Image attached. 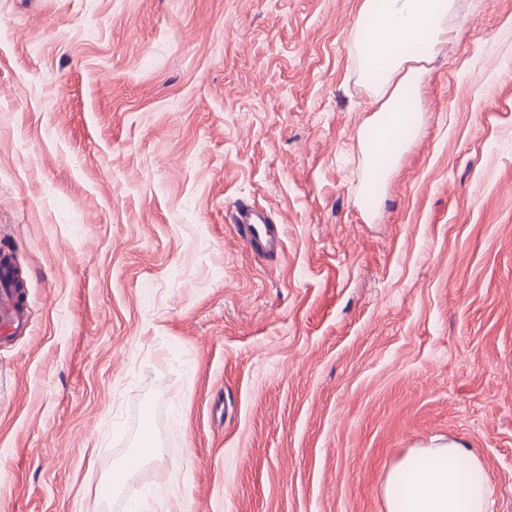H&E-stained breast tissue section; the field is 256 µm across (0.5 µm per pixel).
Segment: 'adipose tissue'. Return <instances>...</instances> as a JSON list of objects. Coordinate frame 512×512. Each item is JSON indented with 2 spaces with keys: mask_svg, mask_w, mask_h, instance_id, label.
I'll return each instance as SVG.
<instances>
[{
  "mask_svg": "<svg viewBox=\"0 0 512 512\" xmlns=\"http://www.w3.org/2000/svg\"><path fill=\"white\" fill-rule=\"evenodd\" d=\"M455 0H361L353 32L361 77L375 103L360 135L374 171L390 169L417 128L428 65L451 29ZM483 462L457 439L410 449L386 474V512H489Z\"/></svg>",
  "mask_w": 512,
  "mask_h": 512,
  "instance_id": "obj_1",
  "label": "adipose tissue"
}]
</instances>
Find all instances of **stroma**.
Segmentation results:
<instances>
[{
    "mask_svg": "<svg viewBox=\"0 0 512 512\" xmlns=\"http://www.w3.org/2000/svg\"><path fill=\"white\" fill-rule=\"evenodd\" d=\"M360 3L0 0V512H385L448 437L512 512V0H456L370 195ZM238 235L255 253L281 258L282 238L277 225L269 224L268 215L253 208L245 201H239L232 209L225 211ZM6 300L3 295L0 299V335H3V330L8 329L12 334L22 333L27 326L26 309L13 293L12 290L2 289ZM156 448L153 440H146L139 443L136 448L134 456L127 459L121 466V471L115 476V479H119L123 474L131 473V471L137 466L144 464L155 454Z\"/></svg>",
    "mask_w": 512,
    "mask_h": 512,
    "instance_id": "obj_1",
    "label": "stroma"
}]
</instances>
